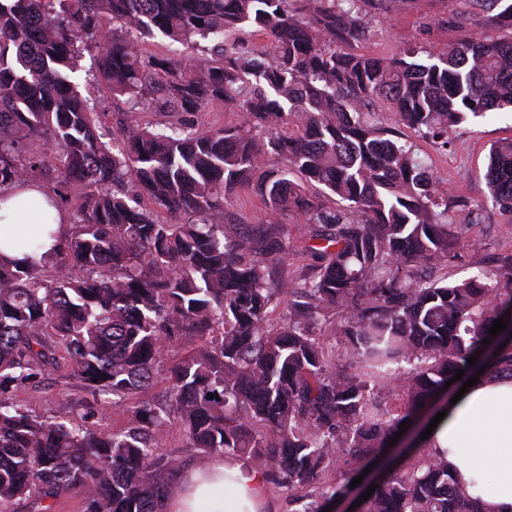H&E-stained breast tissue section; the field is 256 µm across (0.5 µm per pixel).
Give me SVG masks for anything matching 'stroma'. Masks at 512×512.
Segmentation results:
<instances>
[{"mask_svg": "<svg viewBox=\"0 0 512 512\" xmlns=\"http://www.w3.org/2000/svg\"><path fill=\"white\" fill-rule=\"evenodd\" d=\"M464 9L461 0H413L410 7L394 8L373 19L370 23L373 35L360 49L391 55L407 43L424 47L443 45L456 35L455 29L447 24L448 18ZM80 65L77 80L81 91L96 101L98 111L104 112L110 127H119L127 110L124 97L112 94L98 74L92 54H84ZM507 137L512 138V112L504 110L459 125L452 134V148H440L429 140L416 142L421 156L427 159L442 185L483 208L479 224L462 232L463 256L449 264V280L467 277L475 262L491 271L493 279H500L496 258L505 252L512 253V216L483 205L487 193L483 173L490 147ZM24 398L37 412L52 416L79 406L87 395L62 369L46 374Z\"/></svg>", "mask_w": 512, "mask_h": 512, "instance_id": "1", "label": "stroma"}]
</instances>
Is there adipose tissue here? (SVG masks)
Segmentation results:
<instances>
[{
    "label": "adipose tissue",
    "instance_id": "obj_1",
    "mask_svg": "<svg viewBox=\"0 0 512 512\" xmlns=\"http://www.w3.org/2000/svg\"><path fill=\"white\" fill-rule=\"evenodd\" d=\"M68 218L43 187L0 194V259L40 260L59 245ZM424 439L447 461L456 482L486 512H512V379L487 371ZM262 473L232 458L216 457L203 471L183 474L169 512H267Z\"/></svg>",
    "mask_w": 512,
    "mask_h": 512
}]
</instances>
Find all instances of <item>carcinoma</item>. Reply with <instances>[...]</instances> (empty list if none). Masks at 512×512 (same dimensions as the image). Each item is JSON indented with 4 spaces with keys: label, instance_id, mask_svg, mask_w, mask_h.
Returning a JSON list of instances; mask_svg holds the SVG:
<instances>
[{
    "label": "carcinoma",
    "instance_id": "obj_1",
    "mask_svg": "<svg viewBox=\"0 0 512 512\" xmlns=\"http://www.w3.org/2000/svg\"><path fill=\"white\" fill-rule=\"evenodd\" d=\"M392 1L406 2L0 0V190L51 181L73 208L54 256L0 261V512H56L71 493L84 512H163L181 475L156 453L173 417L201 457L251 458L323 512L456 371L512 377V254L504 289L478 262L461 281L433 276L461 259L480 208L410 142L446 147L468 118L512 110V38L488 33L512 28V0H466L448 20L459 36L424 60L414 44L353 50ZM248 29L268 47L246 46ZM157 37L178 57L145 54ZM86 51L131 104L116 130L74 81ZM377 101L391 122L368 111ZM149 106L172 119L144 121ZM213 107L238 122L186 120ZM484 178L485 204L512 214L511 139ZM239 188L265 223H228ZM296 212L311 263L293 279L280 267ZM193 338L166 399L145 397L172 344ZM63 365L93 399L132 401L126 425L102 430L100 403L50 417L21 399ZM397 373L393 410L381 398ZM375 485L358 512H478L428 448Z\"/></svg>",
    "mask_w": 512,
    "mask_h": 512
}]
</instances>
